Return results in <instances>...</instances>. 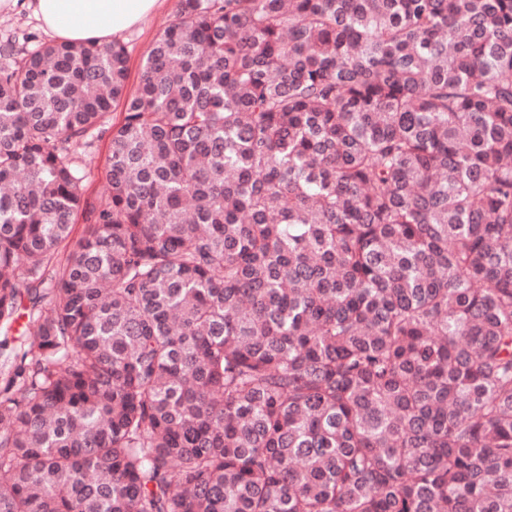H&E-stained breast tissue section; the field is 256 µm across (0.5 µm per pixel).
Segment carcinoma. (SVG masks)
I'll return each instance as SVG.
<instances>
[{
    "mask_svg": "<svg viewBox=\"0 0 512 512\" xmlns=\"http://www.w3.org/2000/svg\"><path fill=\"white\" fill-rule=\"evenodd\" d=\"M127 79L0 67V512H512V0H180ZM121 106H114L106 116V123L78 145H72L70 153L84 175V195L81 206L73 216L74 232L69 241L60 247V257L72 250L74 241L81 235L85 224H91L92 211L106 199L110 129L121 120Z\"/></svg>",
    "mask_w": 512,
    "mask_h": 512,
    "instance_id": "1",
    "label": "carcinoma"
}]
</instances>
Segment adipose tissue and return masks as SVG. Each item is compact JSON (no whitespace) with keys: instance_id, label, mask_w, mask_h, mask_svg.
Masks as SVG:
<instances>
[{"instance_id":"1","label":"adipose tissue","mask_w":512,"mask_h":512,"mask_svg":"<svg viewBox=\"0 0 512 512\" xmlns=\"http://www.w3.org/2000/svg\"><path fill=\"white\" fill-rule=\"evenodd\" d=\"M162 0H29L42 29L56 40L116 39L145 22Z\"/></svg>"}]
</instances>
